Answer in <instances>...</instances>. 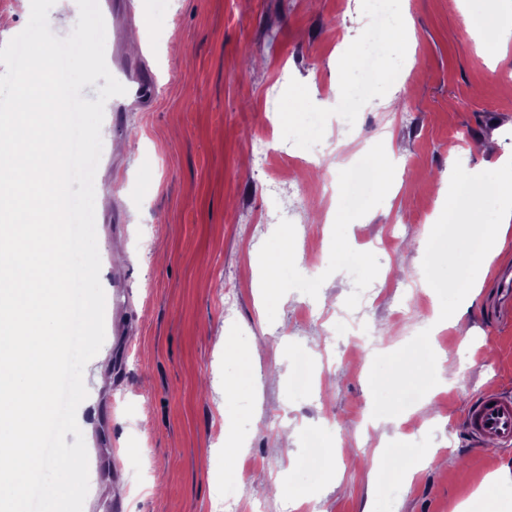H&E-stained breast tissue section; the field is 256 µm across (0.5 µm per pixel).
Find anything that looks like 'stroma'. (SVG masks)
Listing matches in <instances>:
<instances>
[{
    "mask_svg": "<svg viewBox=\"0 0 512 512\" xmlns=\"http://www.w3.org/2000/svg\"><path fill=\"white\" fill-rule=\"evenodd\" d=\"M123 22L156 79L124 133L101 127L94 183L106 333L84 369L77 423L89 459L83 512H512V456L462 438L465 409L484 391H512V326L491 318L493 282L473 262L465 222H497L484 183L497 173L479 140L512 150V39L474 23L506 0H408L398 40L376 58L377 82L353 109L358 71L347 45L364 42L390 0H134ZM416 60L413 79L402 63ZM396 111L382 108L386 94ZM354 112L347 151L326 145L338 112ZM389 136L398 181L346 198L353 165ZM289 143L277 157L278 197L252 160L257 140ZM462 172L452 203L439 193ZM338 210L366 224L323 221L324 180ZM126 222L114 223V211ZM437 225L424 250L411 249ZM289 247L278 292L264 258ZM481 286L471 306L462 295ZM463 310L466 333L430 332L441 306ZM326 345L312 385L297 359ZM391 380L377 392L375 378ZM235 382L236 394L224 393ZM430 400L432 423L419 403ZM409 415L372 470L368 417ZM243 444L224 457V439Z\"/></svg>",
    "mask_w": 512,
    "mask_h": 512,
    "instance_id": "35a3bbf8",
    "label": "stroma"
}]
</instances>
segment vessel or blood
<instances>
[{
	"label": "vessel or blood",
	"instance_id": "obj_1",
	"mask_svg": "<svg viewBox=\"0 0 512 512\" xmlns=\"http://www.w3.org/2000/svg\"><path fill=\"white\" fill-rule=\"evenodd\" d=\"M126 92L113 109L112 122L121 126L129 106L151 100L154 80L143 60L124 58L117 64ZM494 295L489 306L494 320H512V267L496 269ZM464 432L472 443L489 442L499 450H512V393L487 391L472 399L465 412Z\"/></svg>",
	"mask_w": 512,
	"mask_h": 512
}]
</instances>
